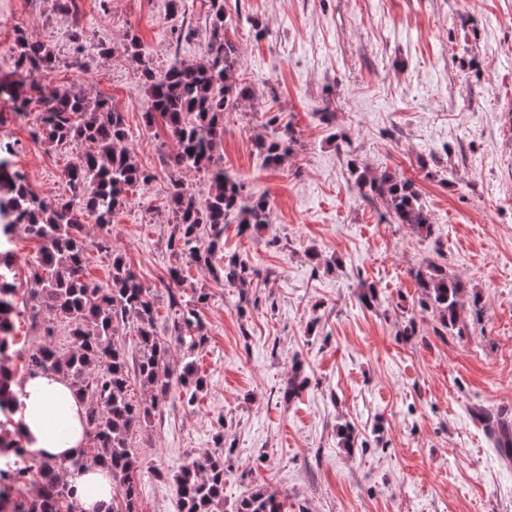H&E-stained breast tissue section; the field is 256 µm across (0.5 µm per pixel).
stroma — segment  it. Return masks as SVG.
I'll return each mask as SVG.
<instances>
[{
	"mask_svg": "<svg viewBox=\"0 0 512 512\" xmlns=\"http://www.w3.org/2000/svg\"><path fill=\"white\" fill-rule=\"evenodd\" d=\"M208 7L184 0L171 18L165 0H76L70 12L54 0H0V81L23 32L52 46L55 86L108 98L125 116L128 147L152 179L111 223L81 213L85 274L107 283L120 253L152 290L163 337L175 318L163 284L178 265L166 247L177 146L163 121L145 125L140 67L117 48L131 32L153 68L176 54L198 62ZM224 9L237 77L253 96L227 113L218 152L245 193L270 199V223L249 234L224 227L225 254L260 271L252 304L182 265L180 295L210 294L200 311L207 341L193 354L207 387L189 405L173 386L134 434L138 512H177L175 475L219 445L226 512L263 484L286 512H512V461L474 416L482 408L512 422V0H224ZM182 28L192 38L179 40ZM100 42L114 55H98ZM274 114L296 141L268 165L253 142ZM35 124L0 96L14 169L39 197H70L65 170L89 146L48 147L33 140ZM356 167L413 180L432 235L364 200ZM104 237L112 252L97 249ZM38 247L22 232L7 245L18 296L32 286ZM431 262L481 297L465 336L439 335L437 314L419 306L413 274ZM364 282L378 290L369 307ZM410 320L417 333L408 337ZM296 359L310 384L287 402ZM346 424L361 448H340Z\"/></svg>",
	"mask_w": 512,
	"mask_h": 512,
	"instance_id": "obj_1",
	"label": "stroma"
}]
</instances>
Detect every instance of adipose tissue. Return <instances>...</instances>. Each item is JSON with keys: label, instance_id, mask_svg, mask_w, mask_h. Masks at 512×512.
I'll return each instance as SVG.
<instances>
[{"label": "adipose tissue", "instance_id": "obj_1", "mask_svg": "<svg viewBox=\"0 0 512 512\" xmlns=\"http://www.w3.org/2000/svg\"><path fill=\"white\" fill-rule=\"evenodd\" d=\"M23 413L20 435L30 453L65 464L64 477L83 512H107L112 475L102 464L75 469L71 460L85 445L86 402L72 385L52 373L24 378L18 392Z\"/></svg>", "mask_w": 512, "mask_h": 512}]
</instances>
